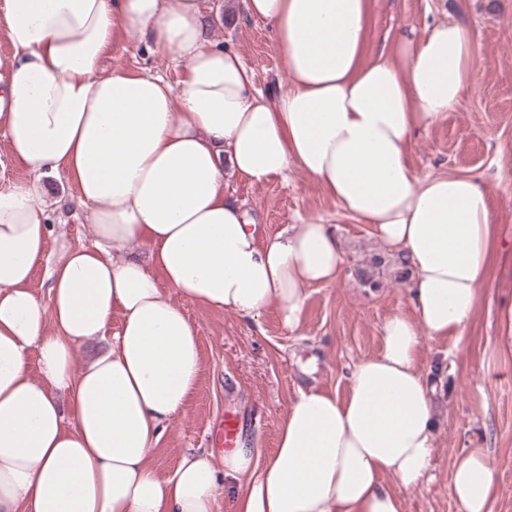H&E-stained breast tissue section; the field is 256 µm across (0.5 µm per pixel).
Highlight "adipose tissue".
Here are the masks:
<instances>
[{"instance_id": "adipose-tissue-1", "label": "adipose tissue", "mask_w": 512, "mask_h": 512, "mask_svg": "<svg viewBox=\"0 0 512 512\" xmlns=\"http://www.w3.org/2000/svg\"><path fill=\"white\" fill-rule=\"evenodd\" d=\"M242 6L273 31L290 79L276 101L240 52L209 38L199 0H0L15 51L0 123L35 175L0 190V512H214L228 480L232 512H403L386 478L409 488L427 473L435 390L418 368L422 340L464 332L493 220L478 180L420 174L409 152L460 105L474 34L441 22L369 60L370 0ZM129 30L184 61L178 86L101 71ZM292 169L405 259L413 312L386 319L346 396L299 390L266 460L240 445L217 465L190 449L159 473L150 456L201 364L179 300L253 324L272 307L292 329L307 287L342 272L321 216L265 235L224 196L227 175L261 185ZM58 173L89 209L92 244L47 222L40 180ZM42 263L43 297L31 286ZM94 340L105 349L77 365L75 346ZM495 487L489 454L456 456L460 512H488Z\"/></svg>"}]
</instances>
